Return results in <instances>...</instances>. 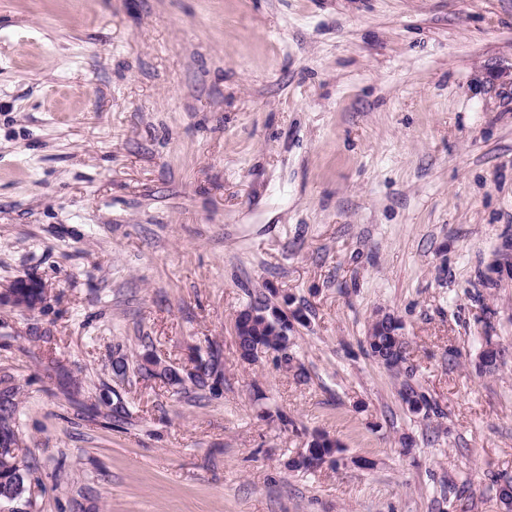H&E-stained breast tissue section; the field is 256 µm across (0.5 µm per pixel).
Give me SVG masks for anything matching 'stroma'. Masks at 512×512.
<instances>
[{
    "label": "stroma",
    "mask_w": 512,
    "mask_h": 512,
    "mask_svg": "<svg viewBox=\"0 0 512 512\" xmlns=\"http://www.w3.org/2000/svg\"><path fill=\"white\" fill-rule=\"evenodd\" d=\"M32 276L21 512H505L512 0H0V289ZM259 293L305 310L292 369L239 357ZM213 352L204 389L139 371ZM313 431L342 461L290 470ZM366 342L368 345V354L377 361H379V356L385 355L391 356L393 359L396 360H401L402 364L405 363V361L407 360V341L404 342L400 350H394L395 342L393 336H389L387 333L381 332L377 336H366ZM404 348L405 356H402V349Z\"/></svg>",
    "instance_id": "35a3bbf8"
}]
</instances>
